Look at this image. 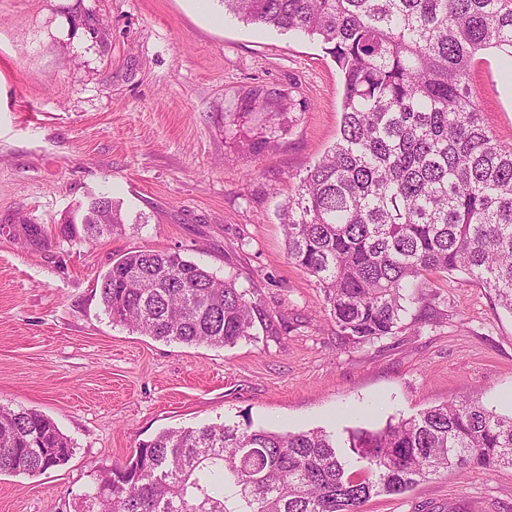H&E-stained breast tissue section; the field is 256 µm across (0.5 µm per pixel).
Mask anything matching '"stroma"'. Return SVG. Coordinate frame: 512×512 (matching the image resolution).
<instances>
[{
  "instance_id": "1",
  "label": "stroma",
  "mask_w": 512,
  "mask_h": 512,
  "mask_svg": "<svg viewBox=\"0 0 512 512\" xmlns=\"http://www.w3.org/2000/svg\"><path fill=\"white\" fill-rule=\"evenodd\" d=\"M470 84L512 144V61L484 52ZM342 97L320 44L221 0H0V405L42 412L74 445L42 474L0 475V512H60L92 471L168 429L342 440L451 400L512 412V315L485 285L437 275L411 309L421 323L358 345L289 260L279 213L335 143ZM99 196L125 226L89 244L67 219ZM147 249L236 276L277 335L215 348L113 323L101 277ZM364 512H512V470L435 476Z\"/></svg>"
}]
</instances>
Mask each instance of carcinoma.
Segmentation results:
<instances>
[{
	"mask_svg": "<svg viewBox=\"0 0 512 512\" xmlns=\"http://www.w3.org/2000/svg\"><path fill=\"white\" fill-rule=\"evenodd\" d=\"M250 24L318 40L343 78L336 143L280 219L288 259L315 278L341 336L406 329L420 284L460 271L512 314V145L482 122L480 55L512 58V0H222ZM83 241L125 223L101 196ZM112 322L155 339L224 347L277 334L254 293L177 252L129 251L102 275ZM71 439L35 409L0 407V475L66 463ZM512 469V416L451 401L376 430H168L93 472L75 512H363L431 476Z\"/></svg>",
	"mask_w": 512,
	"mask_h": 512,
	"instance_id": "carcinoma-1",
	"label": "carcinoma"
}]
</instances>
